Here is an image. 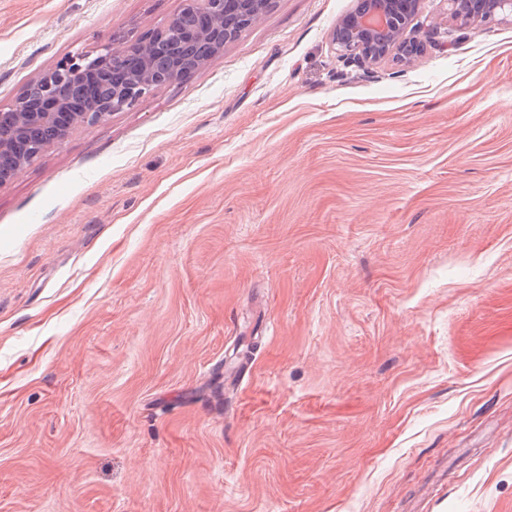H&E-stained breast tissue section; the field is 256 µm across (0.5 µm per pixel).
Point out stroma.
I'll return each mask as SVG.
<instances>
[{
  "label": "stroma",
  "instance_id": "1",
  "mask_svg": "<svg viewBox=\"0 0 512 512\" xmlns=\"http://www.w3.org/2000/svg\"><path fill=\"white\" fill-rule=\"evenodd\" d=\"M182 0H0V109ZM273 0L0 186V512H512V23ZM420 0H359L336 23L333 42L353 65L367 70L390 57L404 66L418 58L419 42L412 35Z\"/></svg>",
  "mask_w": 512,
  "mask_h": 512
}]
</instances>
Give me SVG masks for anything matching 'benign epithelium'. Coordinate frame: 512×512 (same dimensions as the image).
I'll use <instances>...</instances> for the list:
<instances>
[{
  "mask_svg": "<svg viewBox=\"0 0 512 512\" xmlns=\"http://www.w3.org/2000/svg\"><path fill=\"white\" fill-rule=\"evenodd\" d=\"M272 0H183L168 25L128 45L105 44L95 56L72 57L33 78L0 112V186L15 179L46 147L79 127L134 107L154 88L188 78L224 52L240 25L250 26ZM420 0H358L336 23L333 42L365 70L390 57L418 58L412 35ZM464 24L512 22V0H448Z\"/></svg>",
  "mask_w": 512,
  "mask_h": 512,
  "instance_id": "1",
  "label": "benign epithelium"
}]
</instances>
